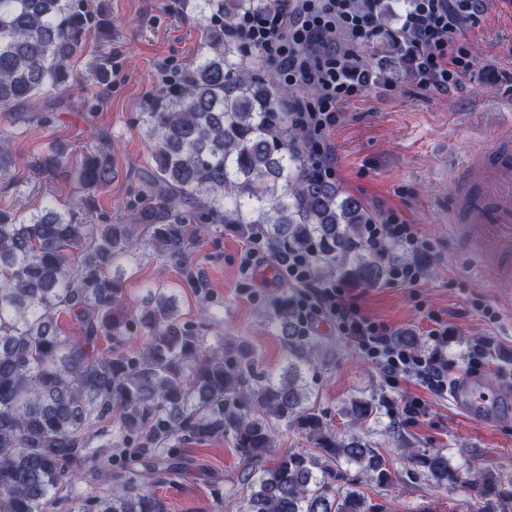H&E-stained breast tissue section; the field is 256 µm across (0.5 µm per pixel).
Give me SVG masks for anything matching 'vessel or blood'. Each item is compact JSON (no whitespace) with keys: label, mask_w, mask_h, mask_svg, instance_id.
<instances>
[{"label":"vessel or blood","mask_w":512,"mask_h":512,"mask_svg":"<svg viewBox=\"0 0 512 512\" xmlns=\"http://www.w3.org/2000/svg\"><path fill=\"white\" fill-rule=\"evenodd\" d=\"M465 163L478 167L481 179L471 191L457 181L449 184L444 211L448 228L482 255L490 279L510 278L512 255L503 247L512 242V148L475 150ZM449 396L462 411L485 423L496 419L504 403H512V393L467 375L450 384Z\"/></svg>","instance_id":"vessel-or-blood-1"}]
</instances>
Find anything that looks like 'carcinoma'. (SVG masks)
Here are the masks:
<instances>
[{"instance_id":"cac0c4a2","label":"carcinoma","mask_w":512,"mask_h":512,"mask_svg":"<svg viewBox=\"0 0 512 512\" xmlns=\"http://www.w3.org/2000/svg\"><path fill=\"white\" fill-rule=\"evenodd\" d=\"M205 34L203 54L175 72L140 114L151 163L133 190L130 224H98L92 203L42 212L24 208L12 136L0 138V512H44L63 489L74 492L89 464L112 482L106 495H78L92 512H167L152 486L179 482V445L228 440L244 465V512H384L361 484L393 482L360 436L341 433L310 404L308 375L319 343L306 334L294 301L273 304L287 367L258 370L246 345L208 342L203 323L182 320L176 297L158 288L141 311L122 310L125 269L148 243L160 259L182 263L199 227L229 224L259 236L276 253H306L325 281L377 287L389 250L365 237L374 218L361 201L325 177L288 122L294 90L233 31L245 13L278 0H183ZM105 39L112 21L82 0H0V112L13 125L53 122L24 107L73 90L72 71L88 34ZM42 175L72 179L92 196L112 184V145L77 154L53 144L33 162ZM82 335L69 336L61 318ZM141 346L123 348L132 331ZM111 348L98 350L100 340ZM383 399L349 401L352 426L382 418ZM116 422L114 442L93 448V421ZM304 437L310 449L273 457L274 430ZM415 478L468 485L478 512H512V477L482 470L465 477L441 451L410 454Z\"/></svg>"}]
</instances>
